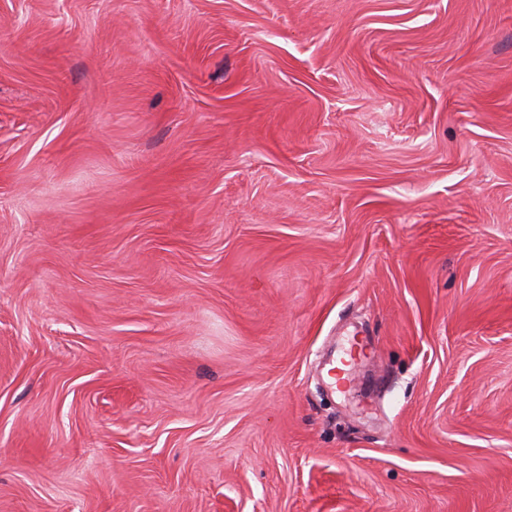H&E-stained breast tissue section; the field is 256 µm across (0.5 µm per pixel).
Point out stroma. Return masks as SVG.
I'll list each match as a JSON object with an SVG mask.
<instances>
[{"mask_svg": "<svg viewBox=\"0 0 512 512\" xmlns=\"http://www.w3.org/2000/svg\"><path fill=\"white\" fill-rule=\"evenodd\" d=\"M0 512H512V0H0Z\"/></svg>", "mask_w": 512, "mask_h": 512, "instance_id": "obj_1", "label": "stroma"}]
</instances>
